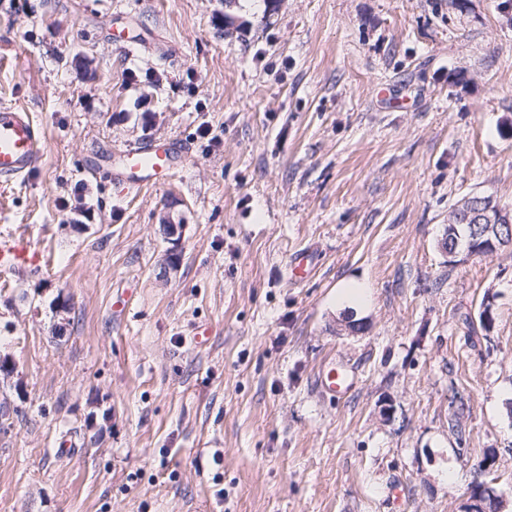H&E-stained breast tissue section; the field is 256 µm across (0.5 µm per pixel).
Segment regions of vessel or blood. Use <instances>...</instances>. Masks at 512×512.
<instances>
[{
	"mask_svg": "<svg viewBox=\"0 0 512 512\" xmlns=\"http://www.w3.org/2000/svg\"><path fill=\"white\" fill-rule=\"evenodd\" d=\"M46 134L27 108L18 104H0V179L9 181L28 177L43 159ZM180 152L170 140L136 145L126 150L124 165L113 178L134 188L155 183L174 168ZM31 260L28 241L9 233L0 234V265L16 269ZM354 385L352 372L336 366L320 373L318 387L331 396H344Z\"/></svg>",
	"mask_w": 512,
	"mask_h": 512,
	"instance_id": "1",
	"label": "vessel or blood"
}]
</instances>
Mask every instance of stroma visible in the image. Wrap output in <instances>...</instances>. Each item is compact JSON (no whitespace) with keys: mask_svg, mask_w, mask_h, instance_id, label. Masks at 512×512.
<instances>
[{"mask_svg":"<svg viewBox=\"0 0 512 512\" xmlns=\"http://www.w3.org/2000/svg\"><path fill=\"white\" fill-rule=\"evenodd\" d=\"M2 100L47 144L0 184L37 252L0 269V512H512V248L438 246L512 205V0H0ZM180 147L173 141L136 145L128 148L124 165L113 172V179L129 188L156 183L174 168ZM353 385V373L333 364L318 377L319 390L334 397L346 395Z\"/></svg>","mask_w":512,"mask_h":512,"instance_id":"obj_1","label":"stroma"}]
</instances>
